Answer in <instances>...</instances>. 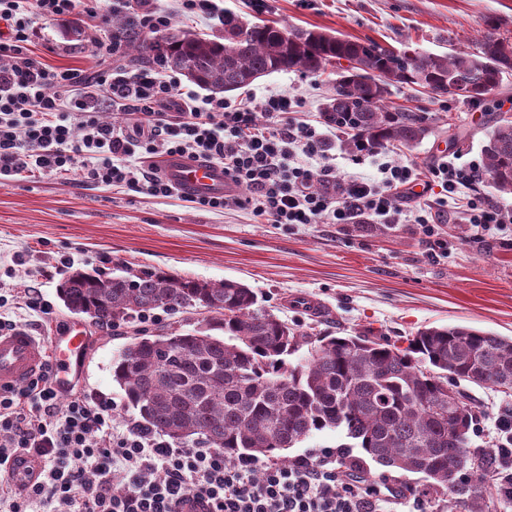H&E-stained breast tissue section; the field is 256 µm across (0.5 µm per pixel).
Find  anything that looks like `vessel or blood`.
I'll return each mask as SVG.
<instances>
[{
	"instance_id": "vessel-or-blood-1",
	"label": "vessel or blood",
	"mask_w": 512,
	"mask_h": 512,
	"mask_svg": "<svg viewBox=\"0 0 512 512\" xmlns=\"http://www.w3.org/2000/svg\"><path fill=\"white\" fill-rule=\"evenodd\" d=\"M160 174L182 195L221 196L235 186L222 164L177 155L165 157ZM87 335L81 324L68 325L50 344H43L25 331L0 334V387L16 386L29 381L45 359H52L61 383H68L73 370L85 356Z\"/></svg>"
}]
</instances>
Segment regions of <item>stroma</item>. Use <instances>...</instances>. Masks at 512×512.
I'll return each instance as SVG.
<instances>
[{
    "mask_svg": "<svg viewBox=\"0 0 512 512\" xmlns=\"http://www.w3.org/2000/svg\"><path fill=\"white\" fill-rule=\"evenodd\" d=\"M224 9L248 24L273 22L287 28L372 39L402 50L443 55L475 50L487 24L512 39V0H224ZM91 23L83 11L40 21L31 46L47 68L91 74L98 68L85 36ZM81 36H73L72 28ZM291 93L297 110L311 118L332 85L326 77L275 72L228 100ZM390 106L424 116L431 133L408 148L385 146L391 160L419 168L443 157L466 167L483 161L485 132L499 116L512 115V80L487 100L461 102L420 88L400 86ZM447 241L431 256L419 225L398 224L379 234L373 225L263 224L250 211H214L173 196L79 183L53 175L0 178V297L16 328L47 340L53 329L85 324L90 347L77 384L92 396L116 403V420L138 413L112 379V361L139 335L193 329L181 315L160 312L155 323L100 328L70 313L58 295L72 272L113 275L125 270L164 271L218 283H244L264 308L289 326L315 334L345 336L372 331L404 348L417 330L463 325L512 336V223L481 231L456 220L437 225ZM39 292L51 309L41 318L21 305ZM470 393L480 413L471 445L497 448L495 424L512 419V392L476 385Z\"/></svg>",
    "mask_w": 512,
    "mask_h": 512,
    "instance_id": "1",
    "label": "stroma"
}]
</instances>
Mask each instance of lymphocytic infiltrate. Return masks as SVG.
<instances>
[{
  "mask_svg": "<svg viewBox=\"0 0 512 512\" xmlns=\"http://www.w3.org/2000/svg\"><path fill=\"white\" fill-rule=\"evenodd\" d=\"M99 17L98 0H0L9 39L0 54V175H75L82 182L141 191L158 198L175 188L142 165L151 155L203 158L223 164L237 192L199 197L197 207L251 211L269 224H400L413 219L435 248L436 225L448 205L478 176L477 167L439 161L428 171L392 161L377 164L379 179H343L328 161L326 119L298 118L290 95L228 101L184 88L163 56L135 69L113 66L123 51L96 24L90 46L99 62L91 77L49 70L30 51L40 19L72 13L77 5ZM137 122L102 120L99 101ZM177 113L170 123L168 113ZM264 122H257L256 113ZM432 197L414 203L416 191ZM112 402L64 395L52 365L21 389L0 388V512H30L50 503L55 512H180L190 500L209 512H379L377 488L347 477L335 451L289 464L234 461L200 442L178 446L127 421L112 423ZM499 446L488 470L499 495L512 500V421L496 425ZM38 463L36 480L19 482L18 462Z\"/></svg>",
  "mask_w": 512,
  "mask_h": 512,
  "instance_id": "lymphocytic-infiltrate-1",
  "label": "lymphocytic infiltrate"
}]
</instances>
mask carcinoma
I'll list each match as a JSON object with an SVG mask.
<instances>
[{
	"mask_svg": "<svg viewBox=\"0 0 512 512\" xmlns=\"http://www.w3.org/2000/svg\"><path fill=\"white\" fill-rule=\"evenodd\" d=\"M112 29L126 52L162 51L170 67L198 87L226 93L274 72L338 78L323 103L326 120L351 134L344 148L410 147L430 134L425 118L386 103L396 84L482 101L512 77V42L488 29L473 51L435 55L394 51L310 29L245 24L224 14V34L175 28L152 37L130 17ZM347 66H342V62ZM493 188L512 194V121L499 120L483 146ZM65 306L101 327L153 313L207 317L183 333L135 338L112 361V380L140 424L175 443L203 440L234 459L279 452L324 430L344 433L373 462L422 475L426 487L486 512L492 498L460 479L469 467L484 483L488 460L471 448L477 405L466 382L512 391V337L466 326L425 327L407 347L370 331L313 336L264 310L246 285L164 272L105 276L75 272L59 288ZM221 330L224 336H214ZM457 401L448 403V387Z\"/></svg>",
	"mask_w": 512,
	"mask_h": 512,
	"instance_id": "carcinoma-1",
	"label": "carcinoma"
}]
</instances>
